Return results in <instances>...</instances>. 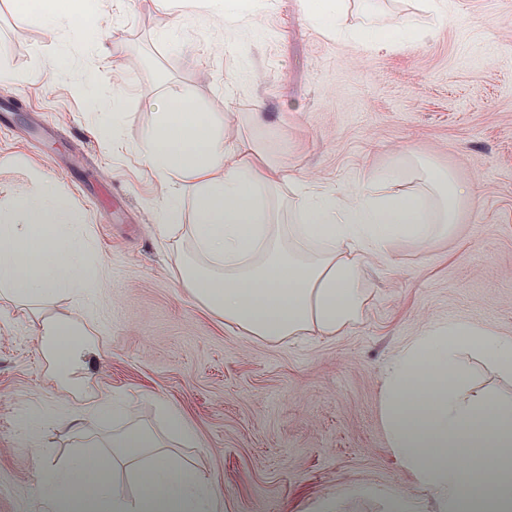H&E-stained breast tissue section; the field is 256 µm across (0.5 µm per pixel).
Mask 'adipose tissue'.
Instances as JSON below:
<instances>
[{"instance_id":"obj_1","label":"adipose tissue","mask_w":512,"mask_h":512,"mask_svg":"<svg viewBox=\"0 0 512 512\" xmlns=\"http://www.w3.org/2000/svg\"><path fill=\"white\" fill-rule=\"evenodd\" d=\"M154 132L136 148L163 178L179 175L193 193L191 251L178 285L241 335L267 342L340 336L365 316L364 268L396 241L425 248L460 223L468 188L444 168L363 173V192L329 189L274 167L263 147L231 141L214 115L186 99L156 102ZM289 205L295 222L279 221ZM75 210L56 188L16 194L0 210V292L41 300L80 294L97 276L84 264L86 243L62 233ZM46 352L67 369L79 325L40 322ZM512 375V336L467 319L424 329L390 364L383 391L388 444L441 512H512V400L464 389V352ZM166 432L126 427L107 445L46 466L39 491L56 512H213L216 490L196 464L179 460L172 438L192 441L182 412L164 405ZM130 469L137 487L124 497L115 480Z\"/></svg>"}]
</instances>
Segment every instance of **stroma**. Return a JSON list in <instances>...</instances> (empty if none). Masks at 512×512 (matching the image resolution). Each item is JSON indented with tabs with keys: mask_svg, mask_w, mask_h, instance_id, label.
I'll return each instance as SVG.
<instances>
[{
	"mask_svg": "<svg viewBox=\"0 0 512 512\" xmlns=\"http://www.w3.org/2000/svg\"><path fill=\"white\" fill-rule=\"evenodd\" d=\"M19 2L0 0V68L12 74L0 106L17 124L0 131V208L35 181L56 187L99 282L86 311L67 294L0 302V512H51L37 489L46 465L130 424L162 430L164 402L196 431L176 452L219 492L216 512H390L398 496L439 512L388 446L383 382L427 325L465 318L512 334V0H455L471 26L427 20L410 44L372 50L324 32L299 0H228L229 30L157 0H87L86 43ZM114 67L126 74L118 88ZM160 97L194 101L225 138L252 139L328 188L361 191V171L390 166L413 178L399 157L413 149L470 186L462 220L448 241H398L371 261L366 317L344 335H240L177 285L173 243L188 229L159 230L168 185L135 152ZM258 102L262 129L249 117ZM110 125L119 146L98 135ZM37 313L92 339L67 375L39 351ZM102 394L122 401L121 418L95 412ZM35 411L41 445L30 448L22 422Z\"/></svg>",
	"mask_w": 512,
	"mask_h": 512,
	"instance_id": "35a3bbf8",
	"label": "stroma"
}]
</instances>
